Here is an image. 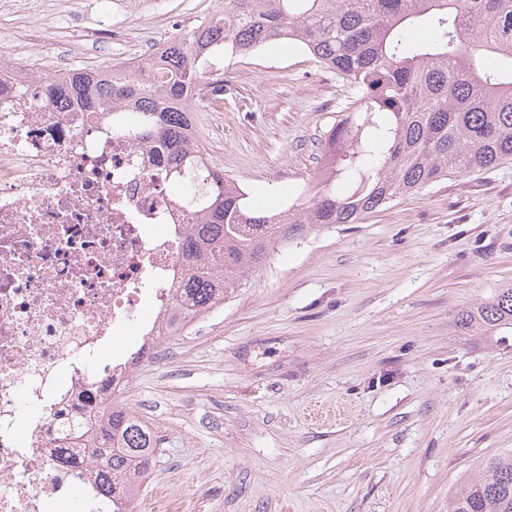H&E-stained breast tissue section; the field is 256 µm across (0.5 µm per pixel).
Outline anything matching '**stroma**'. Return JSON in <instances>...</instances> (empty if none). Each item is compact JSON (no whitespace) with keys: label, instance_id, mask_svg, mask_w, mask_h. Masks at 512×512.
I'll return each mask as SVG.
<instances>
[{"label":"stroma","instance_id":"35a3bbf8","mask_svg":"<svg viewBox=\"0 0 512 512\" xmlns=\"http://www.w3.org/2000/svg\"><path fill=\"white\" fill-rule=\"evenodd\" d=\"M0 0V51L32 65L128 63L183 37L224 0ZM121 20L120 36L101 26ZM348 101L288 44L224 59V109L196 115L210 161L266 209L313 186ZM512 284V161L276 249L222 307L133 368L119 400L160 451L141 482L188 512H448L460 477L512 448V336L461 329V310ZM315 404L347 421L311 423Z\"/></svg>","mask_w":512,"mask_h":512}]
</instances>
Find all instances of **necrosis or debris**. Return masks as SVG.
Returning <instances> with one entry per match:
<instances>
[{"label":"necrosis or debris","mask_w":512,"mask_h":512,"mask_svg":"<svg viewBox=\"0 0 512 512\" xmlns=\"http://www.w3.org/2000/svg\"><path fill=\"white\" fill-rule=\"evenodd\" d=\"M43 71L0 80V512H85L90 448L56 449L80 395L126 380L113 337L159 350L181 281L185 210L159 146L111 111L45 102Z\"/></svg>","instance_id":"necrosis-or-debris-1"}]
</instances>
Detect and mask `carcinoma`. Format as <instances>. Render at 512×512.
I'll use <instances>...</instances> for the list:
<instances>
[{
	"label": "carcinoma",
	"mask_w": 512,
	"mask_h": 512,
	"mask_svg": "<svg viewBox=\"0 0 512 512\" xmlns=\"http://www.w3.org/2000/svg\"><path fill=\"white\" fill-rule=\"evenodd\" d=\"M433 37H413L418 27ZM289 43L346 82L350 100L324 141L310 198L290 212L249 204L211 165L196 135L205 87L218 96L224 56ZM132 114L156 140L182 202L197 213L184 241L191 272L174 320L182 329L224 304L275 248L318 224H357L449 176L512 160V0H224L187 35L121 67L47 80L46 102ZM473 336L512 335V285L458 314ZM76 432L96 442L98 496L130 500L158 453L147 422L98 390L82 398ZM448 512H512V448L452 493Z\"/></svg>",
	"instance_id": "obj_1"
}]
</instances>
